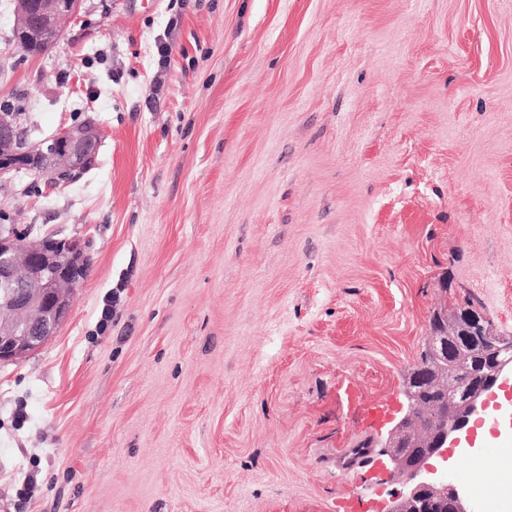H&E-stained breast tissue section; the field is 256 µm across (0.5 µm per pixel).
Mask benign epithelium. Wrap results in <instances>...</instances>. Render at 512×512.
<instances>
[{
    "label": "benign epithelium",
    "instance_id": "obj_1",
    "mask_svg": "<svg viewBox=\"0 0 512 512\" xmlns=\"http://www.w3.org/2000/svg\"><path fill=\"white\" fill-rule=\"evenodd\" d=\"M81 0H18L14 30L31 53L42 54L62 36V23L77 15ZM96 123L60 129L37 146L22 141L10 114L0 113V181L25 171L58 179L89 167L100 147ZM14 224L0 225V362L21 359L46 342L66 320L68 286L76 281L75 238L24 242ZM432 335L406 378L405 401L382 443L388 477L403 484L386 512H475L466 491L429 463L448 461V449L472 444V424L481 419L496 390L512 379V335L489 327L478 309L436 312Z\"/></svg>",
    "mask_w": 512,
    "mask_h": 512
}]
</instances>
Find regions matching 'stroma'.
<instances>
[{
  "label": "stroma",
  "mask_w": 512,
  "mask_h": 512,
  "mask_svg": "<svg viewBox=\"0 0 512 512\" xmlns=\"http://www.w3.org/2000/svg\"><path fill=\"white\" fill-rule=\"evenodd\" d=\"M14 18L0 104L101 145L0 185L87 261L0 362V512H387L337 449L386 436L437 310L512 334V0H82L39 56Z\"/></svg>",
  "instance_id": "1"
}]
</instances>
